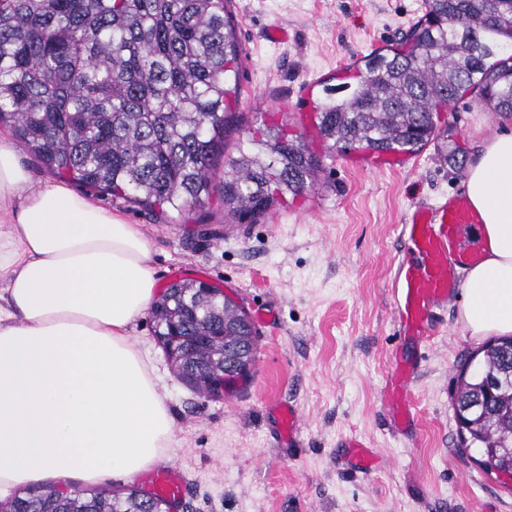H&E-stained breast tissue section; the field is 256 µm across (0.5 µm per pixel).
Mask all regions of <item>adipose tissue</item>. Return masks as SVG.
Returning <instances> with one entry per match:
<instances>
[{
  "mask_svg": "<svg viewBox=\"0 0 512 512\" xmlns=\"http://www.w3.org/2000/svg\"><path fill=\"white\" fill-rule=\"evenodd\" d=\"M484 256L465 272L469 336L512 335V129L464 179ZM0 490L91 485L162 462L175 426L132 337L158 292L141 227L62 181L32 186L0 136Z\"/></svg>",
  "mask_w": 512,
  "mask_h": 512,
  "instance_id": "1",
  "label": "adipose tissue"
}]
</instances>
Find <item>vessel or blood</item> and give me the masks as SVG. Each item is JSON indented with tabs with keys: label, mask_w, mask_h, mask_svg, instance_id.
Wrapping results in <instances>:
<instances>
[{
	"label": "vessel or blood",
	"mask_w": 512,
	"mask_h": 512,
	"mask_svg": "<svg viewBox=\"0 0 512 512\" xmlns=\"http://www.w3.org/2000/svg\"><path fill=\"white\" fill-rule=\"evenodd\" d=\"M481 218L459 193L415 205L405 223L397 225L402 251L390 265V292L397 336L424 344L434 334L442 311L460 293L462 271L482 257L478 227ZM418 363L397 362L389 372L383 398L396 428L416 433L417 422L409 393ZM344 457L350 470L370 474L378 459L371 448L349 440ZM153 493L173 501L184 483L175 466L150 475Z\"/></svg>",
	"instance_id": "b4317fda"
}]
</instances>
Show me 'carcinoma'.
Here are the masks:
<instances>
[{"instance_id": "cac0c4a2", "label": "carcinoma", "mask_w": 512, "mask_h": 512, "mask_svg": "<svg viewBox=\"0 0 512 512\" xmlns=\"http://www.w3.org/2000/svg\"><path fill=\"white\" fill-rule=\"evenodd\" d=\"M227 0H0V124L48 172L164 212L200 205L212 192L240 221L275 194L314 187L320 160L301 136L270 126L247 137L219 187L210 170L224 155L227 87L241 49ZM425 18L404 47L363 57L355 84L324 86L316 133L339 152L413 153L436 132L441 106L470 89L512 112V0H425ZM193 280L170 283L150 309L155 336L197 350L255 357L253 324L224 325ZM249 336L251 340L242 341ZM178 375L206 392L191 364ZM463 449L479 463L512 462V336L493 338L462 365L455 399ZM169 501L124 492L33 487L10 512H164Z\"/></svg>"}]
</instances>
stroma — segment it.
<instances>
[{"mask_svg": "<svg viewBox=\"0 0 512 512\" xmlns=\"http://www.w3.org/2000/svg\"><path fill=\"white\" fill-rule=\"evenodd\" d=\"M227 9L242 48L240 96L211 180H223L249 131L277 123L319 154L314 188L280 199L252 224L226 215L215 195L163 215L88 192L141 225L160 286L207 281L232 291L248 314H276L275 323L256 327L251 376L221 400L176 376L149 317L135 324L175 422L169 461L186 487L173 512H512V482L481 469L477 449L459 447L457 366L481 340L463 335L453 302L431 345H399L388 287L396 224L416 202L462 192L459 158H473L505 113L462 97L439 110L438 136L398 170L362 151L326 150L315 129L323 86L397 44L424 15V0H229ZM272 25L287 29V42L270 41ZM396 350L420 364L411 438L394 429L380 401ZM271 401L299 409L297 447L282 445ZM349 438L376 450L369 476L346 467L340 447Z\"/></svg>", "mask_w": 512, "mask_h": 512, "instance_id": "obj_1", "label": "stroma"}]
</instances>
